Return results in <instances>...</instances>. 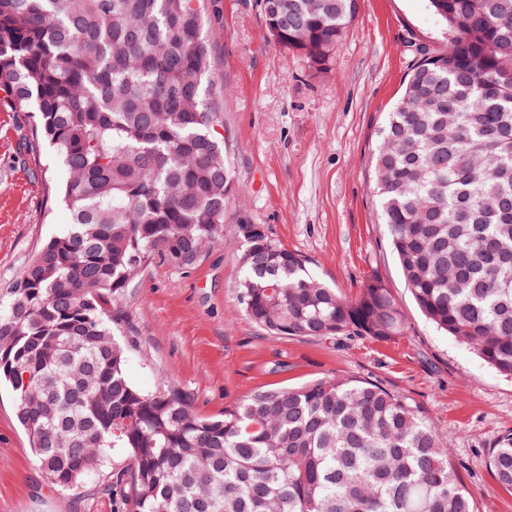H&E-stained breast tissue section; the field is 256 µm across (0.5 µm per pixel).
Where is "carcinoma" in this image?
<instances>
[{
	"instance_id": "1",
	"label": "carcinoma",
	"mask_w": 512,
	"mask_h": 512,
	"mask_svg": "<svg viewBox=\"0 0 512 512\" xmlns=\"http://www.w3.org/2000/svg\"><path fill=\"white\" fill-rule=\"evenodd\" d=\"M448 47L424 53L374 155L381 223L423 316L512 378V0H429ZM211 0H0V104L37 114L70 222L0 303V382L48 481L130 462L129 512H476L434 426L365 379L269 387L199 415L126 374L114 298L158 259L193 268L224 241L235 173L205 28ZM358 0H278L265 36L326 72ZM237 225L245 316L269 336L394 340L374 276L353 301ZM512 492V433L487 455Z\"/></svg>"
}]
</instances>
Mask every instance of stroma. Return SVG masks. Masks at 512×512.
<instances>
[{
	"label": "stroma",
	"instance_id": "35a3bbf8",
	"mask_svg": "<svg viewBox=\"0 0 512 512\" xmlns=\"http://www.w3.org/2000/svg\"><path fill=\"white\" fill-rule=\"evenodd\" d=\"M207 26L220 32L213 79L226 90L224 152L236 176L224 243L188 270L152 263L117 296L129 380L144 390L167 380L206 416L271 385L371 380L430 420L478 512H512V492L486 464L498 436L512 432V379L421 315L372 190L385 112L419 47L434 52L448 43L427 0H359L330 69L319 75L266 40L257 0H215ZM30 121L24 109H0V299L70 219L47 199L46 181L60 179L62 169L45 144L29 143ZM241 224L263 225L346 298L379 276L408 320L407 334L388 342L266 335L246 318L233 288ZM122 474L111 466L93 482L52 488L16 422L11 392L0 390V512H120Z\"/></svg>",
	"mask_w": 512,
	"mask_h": 512
}]
</instances>
